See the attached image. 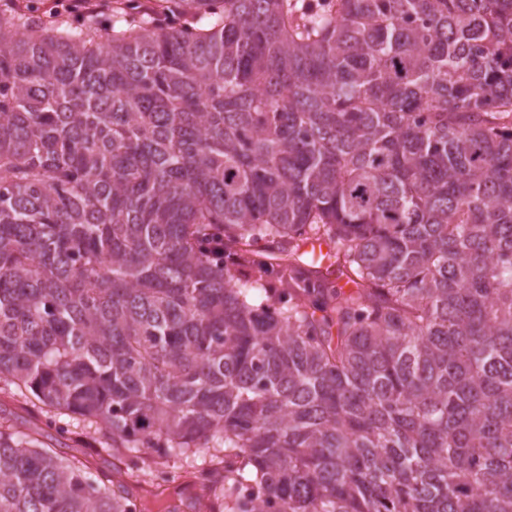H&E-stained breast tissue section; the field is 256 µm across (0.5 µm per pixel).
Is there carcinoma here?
I'll return each instance as SVG.
<instances>
[{
    "mask_svg": "<svg viewBox=\"0 0 512 512\" xmlns=\"http://www.w3.org/2000/svg\"><path fill=\"white\" fill-rule=\"evenodd\" d=\"M320 2L0 0V382L194 512H512V0ZM41 436L0 512H137ZM212 452V449L202 447L198 448L196 455L189 458L171 459L168 463V470L176 474L203 468L208 465L209 455Z\"/></svg>",
    "mask_w": 512,
    "mask_h": 512,
    "instance_id": "1",
    "label": "carcinoma"
}]
</instances>
